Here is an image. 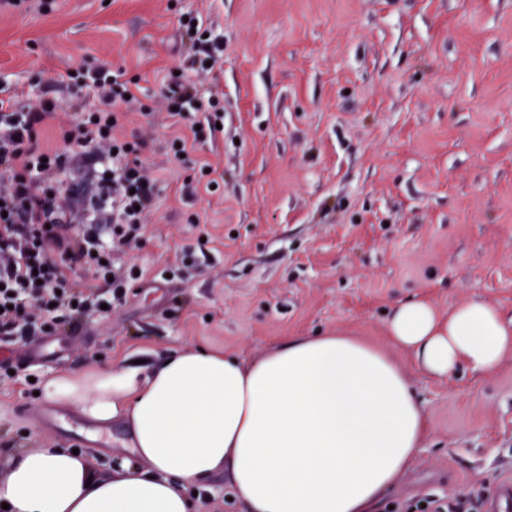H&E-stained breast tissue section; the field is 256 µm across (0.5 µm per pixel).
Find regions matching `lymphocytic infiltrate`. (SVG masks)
<instances>
[{
    "mask_svg": "<svg viewBox=\"0 0 512 512\" xmlns=\"http://www.w3.org/2000/svg\"><path fill=\"white\" fill-rule=\"evenodd\" d=\"M60 79L83 91L62 131V151L43 141L57 119L53 101L26 108L0 97V336H41L64 322L78 328L101 302L77 272L112 278L105 237H137L161 192L143 174L139 143L114 135L133 92L124 72L79 68ZM164 99L179 120L205 108L196 82L184 75ZM80 159L93 161L98 194L88 205L86 230L74 235L57 198Z\"/></svg>",
    "mask_w": 512,
    "mask_h": 512,
    "instance_id": "f902f5d3",
    "label": "lymphocytic infiltrate"
}]
</instances>
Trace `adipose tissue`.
<instances>
[{
    "mask_svg": "<svg viewBox=\"0 0 512 512\" xmlns=\"http://www.w3.org/2000/svg\"><path fill=\"white\" fill-rule=\"evenodd\" d=\"M384 329L438 379L512 357V321L482 301L445 314L400 301ZM41 395L102 427L126 422L132 457L99 477L66 448L13 452L0 477L7 512H193L189 490L218 472L245 512H376L427 436L406 371L338 331L287 337L249 363L204 349L148 372L104 364L50 376Z\"/></svg>",
    "mask_w": 512,
    "mask_h": 512,
    "instance_id": "obj_1",
    "label": "adipose tissue"
}]
</instances>
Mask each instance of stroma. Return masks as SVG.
<instances>
[{"instance_id":"obj_1","label":"stroma","mask_w":512,"mask_h":512,"mask_svg":"<svg viewBox=\"0 0 512 512\" xmlns=\"http://www.w3.org/2000/svg\"><path fill=\"white\" fill-rule=\"evenodd\" d=\"M197 17L224 55L198 81L223 121L172 123L163 90L189 67L177 20ZM109 66L137 83L117 137L162 192L137 239L113 242L136 270L123 297L0 350V452L49 444L106 476L130 452L113 422L37 397L44 377L100 364L157 366L216 347L249 361L288 336L347 331L387 348L400 300L440 310L478 299L512 316V0H23L0 9V86L72 112L52 73ZM188 141L176 158L174 138ZM215 191L195 182L200 166ZM428 436L380 512L512 477V358L493 375L437 379L393 351ZM196 512H242L223 474Z\"/></svg>"}]
</instances>
